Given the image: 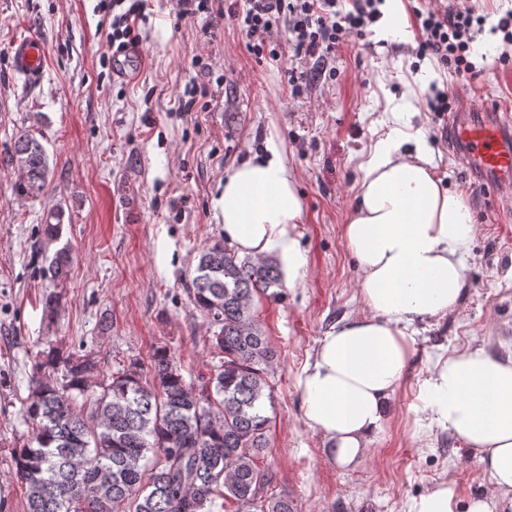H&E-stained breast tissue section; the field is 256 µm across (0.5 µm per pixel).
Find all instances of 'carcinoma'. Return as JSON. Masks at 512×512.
Wrapping results in <instances>:
<instances>
[{"mask_svg": "<svg viewBox=\"0 0 512 512\" xmlns=\"http://www.w3.org/2000/svg\"><path fill=\"white\" fill-rule=\"evenodd\" d=\"M6 164L19 191L38 196L50 174L44 145L23 133ZM61 213L42 225L58 240ZM44 277L61 281L71 264L57 250ZM196 308L218 328L221 365L196 389L169 350L152 357V381L131 361L105 373L99 360L52 346L36 354L23 414L26 441L12 449L27 512H204L217 497L235 512H294L286 497L262 498L271 477L257 465L268 448L266 400L276 353L255 315V298L280 295L282 274L265 256L216 241L200 253L191 280Z\"/></svg>", "mask_w": 512, "mask_h": 512, "instance_id": "obj_1", "label": "carcinoma"}]
</instances>
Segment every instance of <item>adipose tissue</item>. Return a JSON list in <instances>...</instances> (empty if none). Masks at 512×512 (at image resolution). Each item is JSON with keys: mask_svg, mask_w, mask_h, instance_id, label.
<instances>
[{"mask_svg": "<svg viewBox=\"0 0 512 512\" xmlns=\"http://www.w3.org/2000/svg\"><path fill=\"white\" fill-rule=\"evenodd\" d=\"M360 169L343 239L363 272L362 312L321 339L300 379L305 422L342 467L366 452L401 388L415 323L459 308L474 231L465 197L445 188L435 172L423 128H391ZM215 207L239 254L277 256L296 282L305 265L296 234L303 201L274 140L263 156L225 169ZM419 400L420 420L480 453L490 488L469 512H495L498 498L512 494V356L482 346L450 356L422 381Z\"/></svg>", "mask_w": 512, "mask_h": 512, "instance_id": "adipose-tissue-1", "label": "adipose tissue"}]
</instances>
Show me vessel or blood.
<instances>
[{
  "mask_svg": "<svg viewBox=\"0 0 512 512\" xmlns=\"http://www.w3.org/2000/svg\"><path fill=\"white\" fill-rule=\"evenodd\" d=\"M12 60L18 74L38 79L46 59L43 43L34 37L14 41ZM448 140L459 147L465 168L481 173L487 181L512 182V123L497 114L474 115L467 111L448 115Z\"/></svg>",
  "mask_w": 512,
  "mask_h": 512,
  "instance_id": "b4317fda",
  "label": "vessel or blood"
}]
</instances>
